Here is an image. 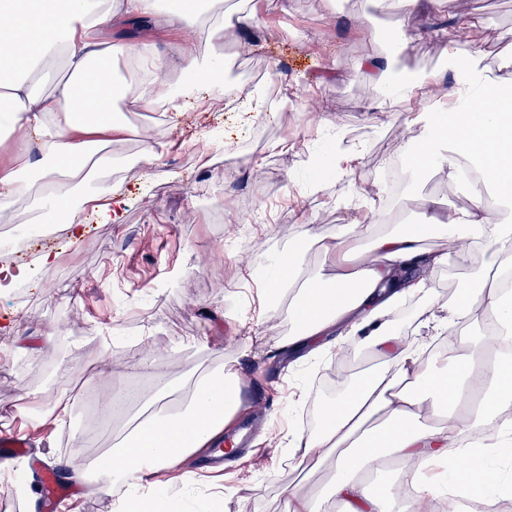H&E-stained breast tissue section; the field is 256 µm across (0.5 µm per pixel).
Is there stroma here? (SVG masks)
Masks as SVG:
<instances>
[{
	"instance_id": "1",
	"label": "stroma",
	"mask_w": 512,
	"mask_h": 512,
	"mask_svg": "<svg viewBox=\"0 0 512 512\" xmlns=\"http://www.w3.org/2000/svg\"><path fill=\"white\" fill-rule=\"evenodd\" d=\"M453 8L472 17L476 31L457 41V49L480 54L497 75H512V44L502 39L512 29V0H454ZM226 9L255 12L257 21L245 33L228 24L194 29L181 36L182 47L213 50L215 62L236 63L244 79L274 66L292 101H266L243 126L222 112L199 113L194 122L152 106L125 113L128 125L163 135L170 148L160 165L142 163L121 186V223H103L89 211L80 241L63 234L30 242L19 261L38 268V275L0 291V323L17 329L0 340V438L26 432L29 455L47 468L110 453L129 425L144 420V409L132 407L105 434L89 422L88 398L104 400L113 382L139 383L155 368L173 379L175 401L188 395L191 374L237 369L253 417L268 434L285 438L298 422L287 411L290 401L318 395L324 379L347 381L382 367L367 349L357 358L289 367L287 357L262 342L271 331L288 335L292 325L286 310L263 312L260 277L271 256L286 250L304 227L324 238L344 232L356 216L346 197L364 195L375 206L385 198L383 173L413 134L407 114L445 102L453 84L444 67L448 43L428 34L443 17L428 5L404 16L399 0H226ZM398 25L407 41L401 50L380 39ZM101 35L125 45L153 39L163 47L169 41L158 20L108 22ZM369 57L394 77L439 72L443 80L410 100L376 93L361 66ZM336 127L362 150L358 168L345 180L316 175L307 162L329 147ZM279 142L287 151H272ZM258 157L264 166L256 174L250 161ZM430 199L441 212L454 213L470 207L471 191L444 170L406 177L398 217L422 221ZM303 211L310 225L300 221ZM47 251L58 259L43 268L39 258ZM218 253L223 262L215 261ZM494 261L480 251L452 256L432 277V300L404 307L397 332L438 344L423 327L431 304L451 303ZM65 393L73 406L59 423L50 406ZM253 446L228 461L222 476L200 475L201 460L193 455L171 479L189 484L197 507L222 485L220 512H291L295 499L320 494L325 512H337L325 494L335 459L301 463L272 452L265 436Z\"/></svg>"
}]
</instances>
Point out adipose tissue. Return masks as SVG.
I'll list each match as a JSON object with an SVG mask.
<instances>
[{"mask_svg": "<svg viewBox=\"0 0 512 512\" xmlns=\"http://www.w3.org/2000/svg\"><path fill=\"white\" fill-rule=\"evenodd\" d=\"M166 16V27L181 31L203 25L197 0H0V41L11 50L0 55V99L12 106L0 125V142L9 141L15 164H0V209L27 193L30 183L52 186L40 207L50 218L68 206L65 227L72 239L84 233L82 207L70 208L72 191L91 185L85 198L102 221L120 223L123 202L101 174L90 149H103L125 140L128 127L112 118L115 101L135 112L146 105L176 115L188 112L189 98L206 94L208 108L223 111L224 75L178 42L161 50L152 40L121 47L102 38L105 21L135 22ZM136 79L113 75L118 54ZM63 60L65 74L50 89L33 92L42 78V62ZM448 67L455 74L451 93L454 110L447 119L421 112L407 122L418 135L403 153L411 173L449 168L458 173L469 163L480 175L473 183L469 209L445 218L428 215L421 224L391 228L354 222L345 234L325 241L304 231L287 253L273 255L264 278V294L288 287V318L293 331L272 337L277 347L327 349V336L347 337L350 346L368 348L381 359L382 370L357 377L346 394L318 400L319 429L296 430L293 453L308 458L321 448L336 459L329 494L345 512H392L389 498L365 483L362 472L383 466L390 458L401 464L399 498L403 512H424L436 498L474 500L512 497V469L500 460L512 457V425L501 417L512 409V361L487 360L498 350V334L476 341L466 329L482 314H490L512 340V295L502 283L512 278L504 264L483 273L459 291L443 315L434 316L436 330L454 326L457 346L448 352V366L437 369L424 360V341L393 328L390 316L406 300L431 298L428 273L447 263L451 254L482 249L495 254L512 250V78L492 76L479 54L459 57L448 49ZM187 76L177 91L163 89L170 71ZM428 237L444 240L448 248H420ZM318 246L340 272L327 287L315 280L298 281L307 246ZM241 377L236 370L204 375L194 382L191 398L180 416L162 405L171 382L156 371L147 398V418L133 426L112 454L88 461L86 471L101 487H124L115 512H180V488L160 481L161 473L186 457L204 451L233 430L243 407ZM448 417L447 426L422 425L421 408ZM479 437L476 446H460L463 432Z\"/></svg>", "mask_w": 512, "mask_h": 512, "instance_id": "obj_1", "label": "adipose tissue"}]
</instances>
